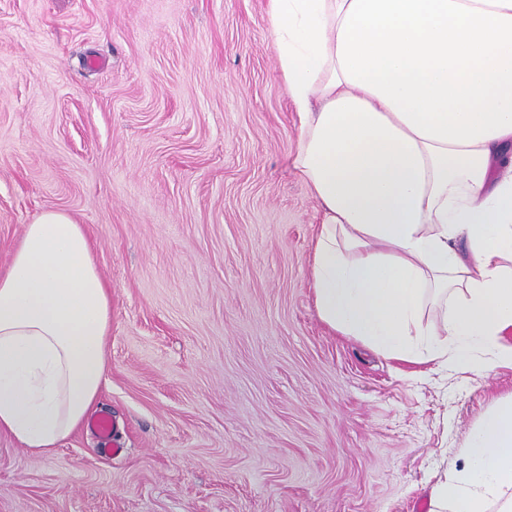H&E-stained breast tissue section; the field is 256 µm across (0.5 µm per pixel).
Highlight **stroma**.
<instances>
[{
  "label": "stroma",
  "instance_id": "obj_1",
  "mask_svg": "<svg viewBox=\"0 0 512 512\" xmlns=\"http://www.w3.org/2000/svg\"><path fill=\"white\" fill-rule=\"evenodd\" d=\"M267 2L0 0V271L42 212L83 224L122 449L0 432V512H430L512 393V367L402 363L319 319Z\"/></svg>",
  "mask_w": 512,
  "mask_h": 512
}]
</instances>
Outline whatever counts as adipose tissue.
<instances>
[{
  "mask_svg": "<svg viewBox=\"0 0 512 512\" xmlns=\"http://www.w3.org/2000/svg\"><path fill=\"white\" fill-rule=\"evenodd\" d=\"M321 214L320 319L388 357L512 366V0H268ZM112 296L83 225L43 212L0 271V432L47 454L104 380ZM433 512H512V394Z\"/></svg>",
  "mask_w": 512,
  "mask_h": 512,
  "instance_id": "ef3b65f1",
  "label": "adipose tissue"
}]
</instances>
